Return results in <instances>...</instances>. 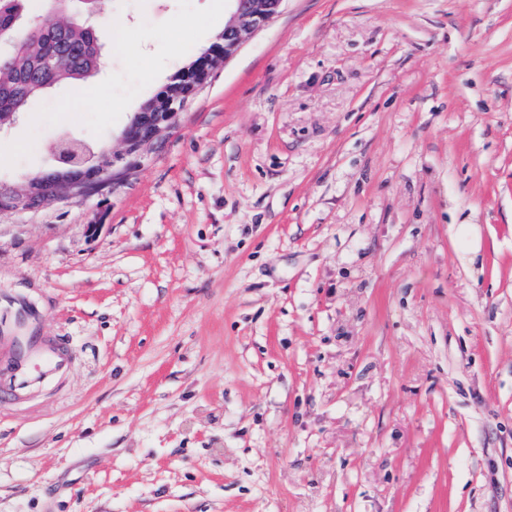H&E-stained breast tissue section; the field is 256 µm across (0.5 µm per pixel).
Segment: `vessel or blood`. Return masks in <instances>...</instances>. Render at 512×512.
Returning <instances> with one entry per match:
<instances>
[{
  "instance_id": "obj_1",
  "label": "vessel or blood",
  "mask_w": 512,
  "mask_h": 512,
  "mask_svg": "<svg viewBox=\"0 0 512 512\" xmlns=\"http://www.w3.org/2000/svg\"><path fill=\"white\" fill-rule=\"evenodd\" d=\"M0 355L9 360L0 368V401L31 396L73 365L70 341L60 335L0 336Z\"/></svg>"
}]
</instances>
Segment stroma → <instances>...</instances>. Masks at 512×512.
Returning a JSON list of instances; mask_svg holds the SVG:
<instances>
[{"label":"stroma","instance_id":"obj_1","mask_svg":"<svg viewBox=\"0 0 512 512\" xmlns=\"http://www.w3.org/2000/svg\"><path fill=\"white\" fill-rule=\"evenodd\" d=\"M211 4L100 0L0 181L118 149ZM20 302L74 368L0 403V512H512V0H285L130 177L0 217ZM31 31L34 32V40H44L66 47V56L61 62V67L65 69L62 71L64 74L63 82L71 89L83 90L89 79L96 75L88 73L91 66V57L84 47V42L71 40L68 34H63L57 30H42L36 27Z\"/></svg>","mask_w":512,"mask_h":512}]
</instances>
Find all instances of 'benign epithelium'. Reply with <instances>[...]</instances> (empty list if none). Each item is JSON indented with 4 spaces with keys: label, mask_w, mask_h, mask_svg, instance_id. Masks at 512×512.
I'll use <instances>...</instances> for the list:
<instances>
[{
    "label": "benign epithelium",
    "mask_w": 512,
    "mask_h": 512,
    "mask_svg": "<svg viewBox=\"0 0 512 512\" xmlns=\"http://www.w3.org/2000/svg\"><path fill=\"white\" fill-rule=\"evenodd\" d=\"M231 18L219 37L221 47L204 57L185 82L159 98H152L143 109L152 112V119L142 120V113L133 114L120 135L118 151L94 150L86 141L62 135L49 146L57 163V182L47 191L38 185V176L28 178L20 187L0 184V216L15 212L36 211L58 201H81L117 184L139 166L145 156L157 148L174 129L181 111L189 100L209 81L220 62L232 58L253 35L266 28L280 13L285 0H229ZM98 18L93 13L66 17L53 27L93 29ZM55 62L51 54L30 57L17 55L7 63L15 75H28L36 80L50 70Z\"/></svg>",
    "instance_id": "obj_1"
}]
</instances>
